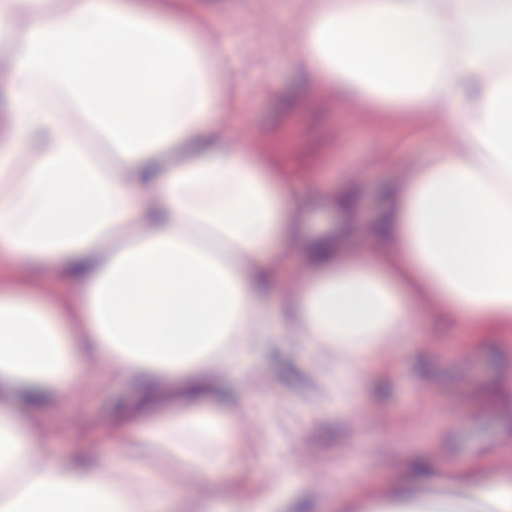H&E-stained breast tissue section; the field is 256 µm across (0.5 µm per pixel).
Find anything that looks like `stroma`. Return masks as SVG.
<instances>
[{"mask_svg":"<svg viewBox=\"0 0 512 512\" xmlns=\"http://www.w3.org/2000/svg\"><path fill=\"white\" fill-rule=\"evenodd\" d=\"M201 2L225 20L246 21L224 47V66L242 96L237 136L290 174L302 196L325 183L355 184L360 227L348 245L376 249L367 228L381 208L379 186L401 181L434 139L343 106L328 89L303 82L293 56L298 25L274 22L294 9V0ZM259 369L263 387L247 377L228 381L249 401L248 420L273 439L257 463L248 462V447L244 460L230 462L242 491L268 485L269 474L284 466L298 471L303 461H315L322 467L318 483L302 480L296 496L306 512H333L337 498L382 491L387 477L409 476L418 457L462 469L489 457L497 469L512 472V343L491 339L476 353L456 326L424 320L396 342L385 396L366 394L358 404L320 401L314 373L288 344L265 351ZM100 372V364L88 365L69 397L43 410L62 451L86 429L107 426L114 404L137 395L131 385L98 390Z\"/></svg>","mask_w":512,"mask_h":512,"instance_id":"1","label":"stroma"}]
</instances>
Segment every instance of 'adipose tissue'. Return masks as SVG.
<instances>
[{
  "mask_svg": "<svg viewBox=\"0 0 512 512\" xmlns=\"http://www.w3.org/2000/svg\"><path fill=\"white\" fill-rule=\"evenodd\" d=\"M299 17L307 83L455 131L390 187L381 250L306 236L309 202L232 132L241 96L196 0H0V512H272L281 489H224L241 410L224 381L271 343L354 401L423 302L512 337V0H305ZM93 358L101 387L139 397L65 457L41 407ZM176 471L210 495H184ZM448 485L450 512H512L510 472L452 465ZM432 508L397 483L336 512Z\"/></svg>",
  "mask_w": 512,
  "mask_h": 512,
  "instance_id": "obj_1",
  "label": "adipose tissue"
}]
</instances>
